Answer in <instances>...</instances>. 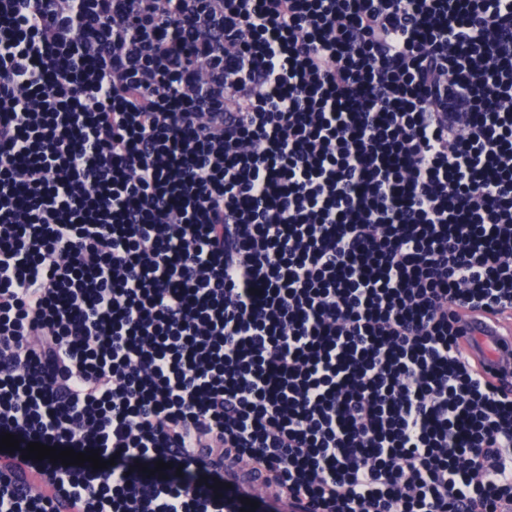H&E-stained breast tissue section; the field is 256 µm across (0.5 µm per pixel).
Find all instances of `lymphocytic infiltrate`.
I'll list each match as a JSON object with an SVG mask.
<instances>
[{
	"instance_id": "obj_1",
	"label": "lymphocytic infiltrate",
	"mask_w": 512,
	"mask_h": 512,
	"mask_svg": "<svg viewBox=\"0 0 512 512\" xmlns=\"http://www.w3.org/2000/svg\"><path fill=\"white\" fill-rule=\"evenodd\" d=\"M512 0H0V512H512ZM203 473L206 483L194 481ZM466 336L462 337V352L478 361L482 355L490 358L487 362V371H482L487 379H493V373L502 368L510 369L511 364L502 359L504 345L508 350L512 348V319L500 318L479 320L474 316L462 314V323ZM494 348H497L495 352ZM495 380V379H493ZM248 469L242 467V471H239L235 476L224 474V478L233 480L239 486L240 492L245 496L260 495L264 500L271 506L272 511L288 512V502L285 500H278L270 495H267L265 485L261 479L250 481L249 477L245 475Z\"/></svg>"
}]
</instances>
